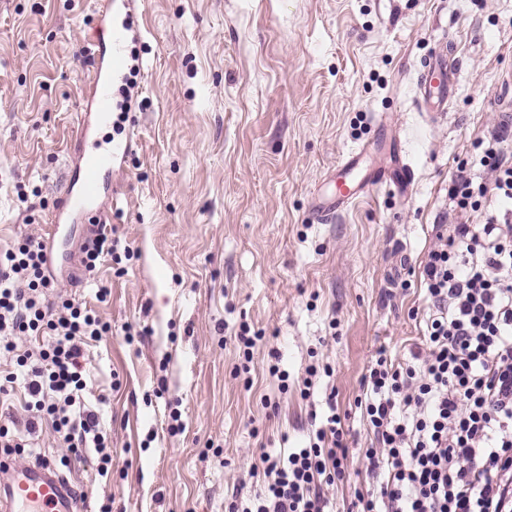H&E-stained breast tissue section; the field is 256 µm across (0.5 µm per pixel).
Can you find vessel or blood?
<instances>
[{
    "mask_svg": "<svg viewBox=\"0 0 512 512\" xmlns=\"http://www.w3.org/2000/svg\"><path fill=\"white\" fill-rule=\"evenodd\" d=\"M102 26L111 28L114 47L109 55L94 64L90 75V113L87 121L80 123L76 136L79 155L76 161L78 179L68 186L55 210V227L93 218L99 212L105 196L101 172L111 167L113 161L129 150L128 144L105 146L94 139L97 129L107 124L116 107L112 94V76L121 71L126 61L118 46L124 34L112 29V4L105 0L100 16ZM444 62L434 57L426 60L419 76L423 105L429 111L444 110L448 99L446 82L441 81ZM364 150L349 153L337 167L332 180L333 193L319 202L318 218L325 219L377 188L395 190L405 187L411 180V168L406 161H399L394 171L378 168L364 173ZM80 502L68 479L49 466L7 467L0 474V512H78Z\"/></svg>",
    "mask_w": 512,
    "mask_h": 512,
    "instance_id": "b4317fda",
    "label": "vessel or blood"
}]
</instances>
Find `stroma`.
Segmentation results:
<instances>
[{"label": "stroma", "instance_id": "obj_1", "mask_svg": "<svg viewBox=\"0 0 512 512\" xmlns=\"http://www.w3.org/2000/svg\"><path fill=\"white\" fill-rule=\"evenodd\" d=\"M99 0H0V251L46 238L75 166ZM130 143L104 172V215L130 247L84 285L94 227L61 228L57 291L111 332L89 349L86 402L112 447L62 473L88 512H224L262 489L260 453L304 446L336 411L348 432L338 512L369 480L373 436L356 399L378 350L393 364L425 346L422 267L432 227L451 219L458 163L477 162L512 113V0H131ZM447 47L445 115L417 97L421 61ZM405 151V195L382 189L320 224L313 210L350 152ZM107 288L98 300V288ZM261 336L242 372L236 334ZM287 390L268 372L271 353ZM313 363L310 397L300 383ZM335 408H328V396Z\"/></svg>", "mask_w": 512, "mask_h": 512}]
</instances>
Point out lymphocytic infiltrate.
<instances>
[{
    "instance_id": "1",
    "label": "lymphocytic infiltrate",
    "mask_w": 512,
    "mask_h": 512,
    "mask_svg": "<svg viewBox=\"0 0 512 512\" xmlns=\"http://www.w3.org/2000/svg\"><path fill=\"white\" fill-rule=\"evenodd\" d=\"M512 138L504 115L484 143L478 166L459 163L448 188L454 221L434 225L423 266L430 301L426 346L410 363L378 352L357 398L376 440L362 451L378 489L357 492L353 512H512ZM499 207L469 221L484 200ZM40 242L26 238L0 252V354L15 357L0 393L22 392L23 418L0 420V451L18 461L35 452L23 438L51 419L75 455L92 447L100 473L112 462L99 416L84 403L85 350L110 331L70 299L44 300ZM41 336L40 350L19 351L20 336ZM346 433L327 417L307 446L260 454L253 476L264 490L231 499L225 512H327L324 487L345 476Z\"/></svg>"
}]
</instances>
